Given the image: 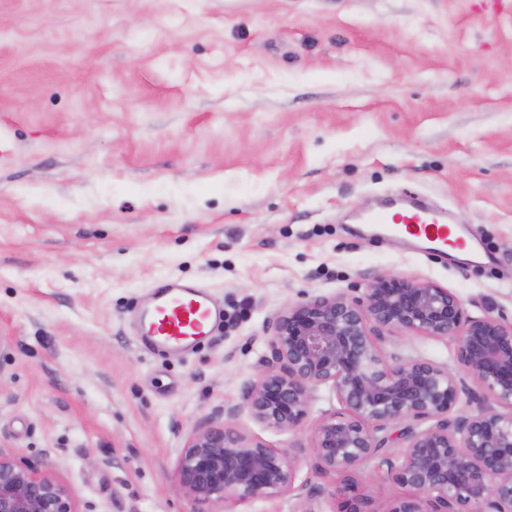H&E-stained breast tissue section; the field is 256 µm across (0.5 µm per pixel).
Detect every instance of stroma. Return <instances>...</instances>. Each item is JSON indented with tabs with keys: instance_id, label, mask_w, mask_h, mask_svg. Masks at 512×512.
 I'll use <instances>...</instances> for the list:
<instances>
[{
	"instance_id": "35a3bbf8",
	"label": "stroma",
	"mask_w": 512,
	"mask_h": 512,
	"mask_svg": "<svg viewBox=\"0 0 512 512\" xmlns=\"http://www.w3.org/2000/svg\"><path fill=\"white\" fill-rule=\"evenodd\" d=\"M0 448L78 512H194L181 448L216 408L324 487L234 512H332L310 448L318 388L277 430L242 409L268 323L381 274L512 323V0H0ZM427 195L481 259L380 236L355 215ZM162 280L207 287L223 325L150 356L136 316ZM389 359L456 344L384 331ZM392 443L359 473L366 512L404 496Z\"/></svg>"
}]
</instances>
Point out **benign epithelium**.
<instances>
[{"label":"benign epithelium","instance_id":"obj_1","mask_svg":"<svg viewBox=\"0 0 512 512\" xmlns=\"http://www.w3.org/2000/svg\"><path fill=\"white\" fill-rule=\"evenodd\" d=\"M381 329L455 340L456 362L484 391L486 407L453 416L464 392L456 374L423 359L389 361ZM272 330L270 358L245 387L243 405L259 422L289 431L307 416L317 388L333 392L340 409L318 421L312 451L317 472L337 479V512H361L356 476L394 438L404 451L399 462L386 460V477L409 495L377 512H512V324L467 318L448 289L384 274L363 299L340 292L291 303ZM239 409L213 411L181 450L176 487L196 512L293 492L322 495L320 486L295 485L293 456L224 422ZM0 512L78 510L53 474L0 449Z\"/></svg>","mask_w":512,"mask_h":512}]
</instances>
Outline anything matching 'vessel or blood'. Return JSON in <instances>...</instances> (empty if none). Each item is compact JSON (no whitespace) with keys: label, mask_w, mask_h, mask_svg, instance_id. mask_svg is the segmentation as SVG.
I'll return each mask as SVG.
<instances>
[{"label":"vessel or blood","mask_w":512,"mask_h":512,"mask_svg":"<svg viewBox=\"0 0 512 512\" xmlns=\"http://www.w3.org/2000/svg\"><path fill=\"white\" fill-rule=\"evenodd\" d=\"M359 221L426 240L439 251L447 249L452 234L446 213L419 209L405 202L370 210ZM220 321L206 290L162 285L157 287L150 305L139 313V340L151 351L167 355L184 352L210 336Z\"/></svg>","instance_id":"obj_1"}]
</instances>
